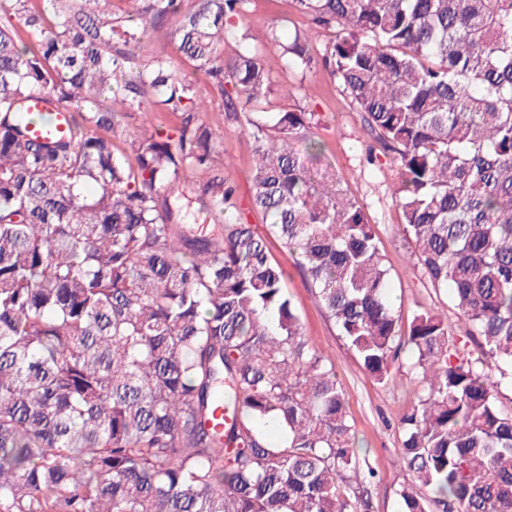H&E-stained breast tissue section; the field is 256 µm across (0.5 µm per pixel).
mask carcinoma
I'll list each match as a JSON object with an SVG mask.
<instances>
[{
	"label": "carcinoma",
	"instance_id": "carcinoma-1",
	"mask_svg": "<svg viewBox=\"0 0 512 512\" xmlns=\"http://www.w3.org/2000/svg\"><path fill=\"white\" fill-rule=\"evenodd\" d=\"M193 2L0 0V512H372L375 472L272 236L377 383L414 354L401 512H512V0H294L340 27L328 75L362 114L366 161L398 168L404 237L477 359L437 312L402 328L366 209L312 139L319 114L238 112L272 93L270 56L233 43L249 0ZM169 28L246 121L266 234L215 163L196 85L141 59ZM268 43L316 65L306 33ZM32 100L81 121L58 133ZM132 112L179 122L128 131Z\"/></svg>",
	"mask_w": 512,
	"mask_h": 512
}]
</instances>
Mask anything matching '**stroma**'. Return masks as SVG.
I'll return each instance as SVG.
<instances>
[{"label": "stroma", "mask_w": 512, "mask_h": 512, "mask_svg": "<svg viewBox=\"0 0 512 512\" xmlns=\"http://www.w3.org/2000/svg\"><path fill=\"white\" fill-rule=\"evenodd\" d=\"M276 26L281 40L294 32L311 31L310 19L298 11L293 0H250L238 35L257 47L267 44L269 26ZM270 81L274 94L250 104L253 112H284L295 106L319 113L321 122L312 134L323 141L336 175L350 195L364 204L375 227L378 246L389 270L391 293L403 321H410L419 309H432L448 321L453 338L464 337L466 326L445 290L433 288L411 258L413 246L401 229L400 214L391 188L398 178L396 167L388 158L376 164L365 160L370 138L352 99L324 68L301 73L283 70L272 64ZM199 93L210 102L203 121L219 135L224 146V165L236 185L240 205H247L250 172L253 165L252 145L242 126L227 121L224 102L207 80L196 82ZM289 86L294 95L285 99L277 94L280 86ZM273 258L285 271L284 286L299 311L311 344L332 361L348 401L353 431L363 458L375 470L371 487L374 512H400L398 490L413 481L401 459V435L398 421L424 386L411 371L410 353H400L389 367L390 382L376 383L354 354L346 347L325 310L306 288L294 255L279 241H271Z\"/></svg>", "instance_id": "stroma-1"}]
</instances>
